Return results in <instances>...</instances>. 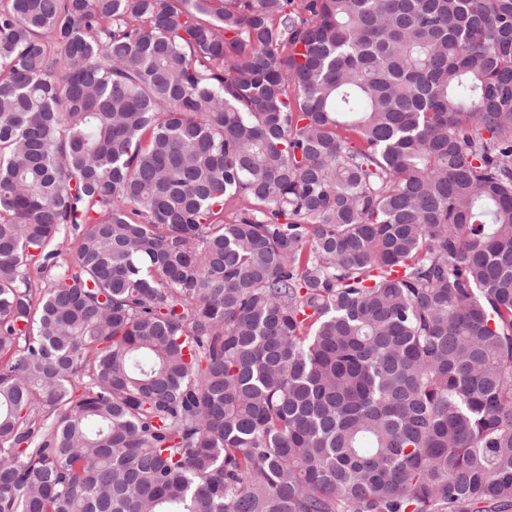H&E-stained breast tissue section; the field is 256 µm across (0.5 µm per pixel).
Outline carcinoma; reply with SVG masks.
<instances>
[{
    "instance_id": "cac0c4a2",
    "label": "carcinoma",
    "mask_w": 512,
    "mask_h": 512,
    "mask_svg": "<svg viewBox=\"0 0 512 512\" xmlns=\"http://www.w3.org/2000/svg\"><path fill=\"white\" fill-rule=\"evenodd\" d=\"M2 355L0 512H509L512 0H0Z\"/></svg>"
}]
</instances>
